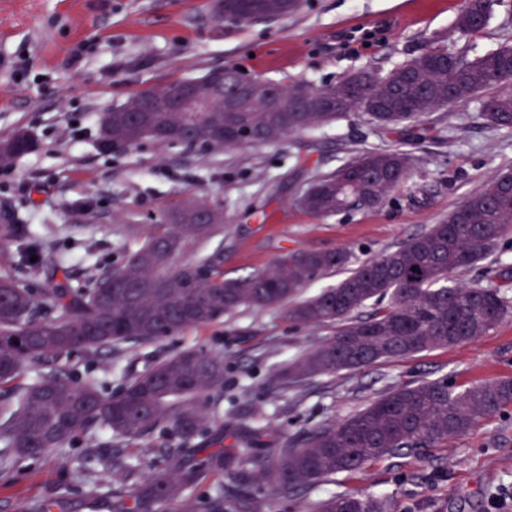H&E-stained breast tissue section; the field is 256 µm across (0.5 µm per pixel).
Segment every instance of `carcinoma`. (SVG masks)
Segmentation results:
<instances>
[{"label": "carcinoma", "mask_w": 512, "mask_h": 512, "mask_svg": "<svg viewBox=\"0 0 512 512\" xmlns=\"http://www.w3.org/2000/svg\"><path fill=\"white\" fill-rule=\"evenodd\" d=\"M224 20L250 23L286 17L301 0H222ZM498 0H465L453 31L477 32L491 19ZM371 82L354 88L346 81L313 89L336 102L331 112H307V86H282L287 112H270L261 99L244 100L224 113V144L199 142L191 130L179 141L209 150L276 144L288 134L328 125L360 112L395 134L435 109L495 90L484 100V115L499 128L512 129V44L470 59L433 47L396 66L388 75L367 72ZM136 99L112 107V139L137 146L144 137L127 120ZM25 133L4 141L0 167L32 150ZM411 159L398 148L366 150L336 172L317 175L299 199L306 211L330 216L348 209L374 208L410 175ZM512 173H505L469 196L448 217L409 238L395 250L362 262L336 286L296 298L320 275L345 266L343 250H297L245 277L226 279L218 251L196 253L203 241L224 234L222 224H192L185 206L171 210L142 243L110 271L91 270L82 288L68 287L69 275L53 288L55 313L40 314V299L21 285L10 267L0 268V471L15 459L50 457L77 433L104 428L121 440H135L165 429L184 447L168 453L164 464H145L146 474L126 489L133 469L121 449L102 459L118 487L113 512H156L179 500L183 512H196L189 491L199 468L181 454L199 432L211 398L224 396V357L196 348L173 352L143 374L132 375L122 391L106 396L94 379L74 381L55 369L73 353L146 347L189 328L208 325L240 308L281 309L301 324L337 325L317 348L280 366L282 391L341 368H360L414 353L446 348L487 334L512 314L502 286L448 284L456 270L492 255L512 235ZM194 254L179 268L176 257ZM389 302L369 317L356 312L370 302ZM30 381L6 386L25 369ZM512 406V378L465 389L448 378L394 388L350 416L310 431L275 448L265 458L242 456L231 485L221 488L210 512H260L243 491L257 482L272 499L288 498L338 473L356 472L388 457L419 448H441L482 421ZM318 512H385L377 500L339 494Z\"/></svg>", "instance_id": "obj_1"}]
</instances>
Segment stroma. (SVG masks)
<instances>
[{"label": "stroma", "mask_w": 512, "mask_h": 512, "mask_svg": "<svg viewBox=\"0 0 512 512\" xmlns=\"http://www.w3.org/2000/svg\"><path fill=\"white\" fill-rule=\"evenodd\" d=\"M213 0H0V139L17 130L36 146L0 168V209L18 224L0 239V265L37 293L44 270L23 262L41 240L48 262L71 287L89 269L120 264L125 248L147 238L161 214L206 195L224 211L219 250L225 277L263 269L296 249L347 250L351 265L401 246L444 220L492 178L512 172V130L491 125L482 98L425 115L422 138L387 134L363 115L290 135L277 145L205 151L144 141L110 154L96 146L99 114L149 89L232 66L280 84L339 83L371 70L385 75L432 46L479 56L512 41V0H499L489 23L468 35L451 27L464 0H303L289 16L234 24ZM399 147L414 158L406 184L374 209L331 216L298 199L313 176L329 174L370 149ZM334 326L302 325L278 309H239L149 347L102 349L61 359L72 379L96 378L119 394L178 348L224 357V402L208 413L189 459L217 451L264 456L344 418L395 387L448 378L458 388L512 377V315L485 336L402 360L321 374L282 394L275 369L333 336ZM97 429L75 435L62 452L22 458L0 472V512L53 502L52 512H112V475L96 453L115 446ZM375 498L386 512H512V408L482 421L444 448L379 461L312 484L293 499L255 496L262 512H316L337 494Z\"/></svg>", "instance_id": "1"}]
</instances>
